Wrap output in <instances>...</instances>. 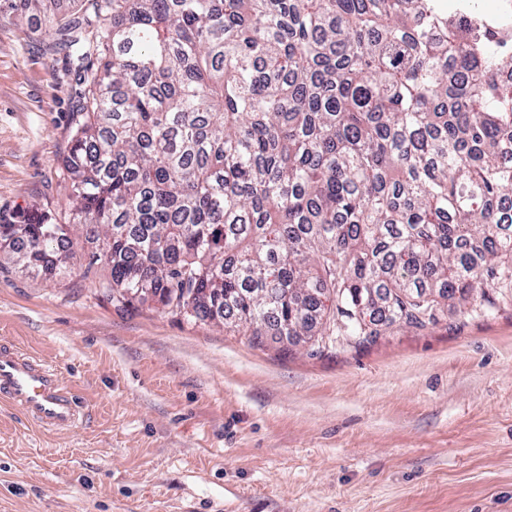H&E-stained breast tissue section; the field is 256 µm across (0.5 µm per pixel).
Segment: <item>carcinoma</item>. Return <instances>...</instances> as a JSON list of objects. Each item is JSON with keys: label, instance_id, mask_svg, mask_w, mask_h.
<instances>
[{"label": "carcinoma", "instance_id": "1", "mask_svg": "<svg viewBox=\"0 0 512 512\" xmlns=\"http://www.w3.org/2000/svg\"><path fill=\"white\" fill-rule=\"evenodd\" d=\"M9 0L78 91L70 224L0 218L37 273L101 241L127 304L317 349L423 330L512 292V5Z\"/></svg>", "mask_w": 512, "mask_h": 512}]
</instances>
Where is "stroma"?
I'll return each mask as SVG.
<instances>
[{
    "instance_id": "1",
    "label": "stroma",
    "mask_w": 512,
    "mask_h": 512,
    "mask_svg": "<svg viewBox=\"0 0 512 512\" xmlns=\"http://www.w3.org/2000/svg\"><path fill=\"white\" fill-rule=\"evenodd\" d=\"M0 11V216L66 220L75 76ZM107 266L0 264V343L85 406L0 400V512H512V302L321 352L114 303Z\"/></svg>"
}]
</instances>
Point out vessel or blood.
<instances>
[{
  "label": "vessel or blood",
  "mask_w": 512,
  "mask_h": 512,
  "mask_svg": "<svg viewBox=\"0 0 512 512\" xmlns=\"http://www.w3.org/2000/svg\"><path fill=\"white\" fill-rule=\"evenodd\" d=\"M0 398L34 422L65 430L82 414V405L58 371L14 346L0 345Z\"/></svg>",
  "instance_id": "obj_1"
}]
</instances>
